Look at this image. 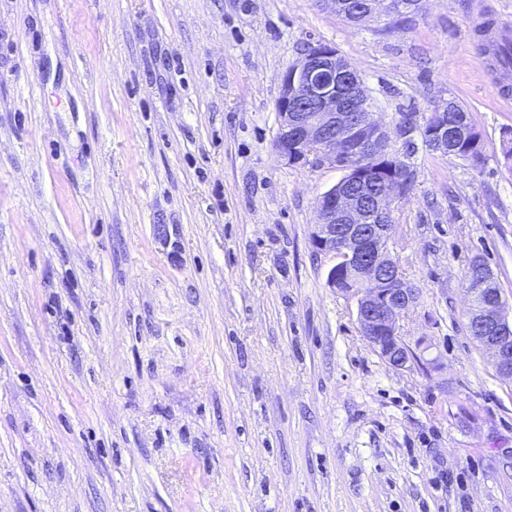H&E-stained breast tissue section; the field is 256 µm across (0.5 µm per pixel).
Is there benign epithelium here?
Instances as JSON below:
<instances>
[{
  "label": "benign epithelium",
  "mask_w": 512,
  "mask_h": 512,
  "mask_svg": "<svg viewBox=\"0 0 512 512\" xmlns=\"http://www.w3.org/2000/svg\"><path fill=\"white\" fill-rule=\"evenodd\" d=\"M392 18L393 27L409 16L404 0H368L357 15L364 23L376 15ZM445 103L435 109L432 125L414 112L390 130L372 117L359 73L334 47L317 44L289 66L276 102L277 156L289 165L314 159L345 171L344 177L318 200L320 222L311 242L331 254L328 285L356 303L363 337L391 366L404 368L414 352L398 332V318L418 300L417 289L401 278L389 249L392 218L387 202L408 192L415 178L410 159L422 145L448 155V146L465 137L448 127ZM351 182L376 188L374 207L346 189ZM466 283L471 303L468 320L479 328L474 339L487 350L500 377L512 379V317L499 288L489 287L493 275L481 259L472 262Z\"/></svg>",
  "instance_id": "obj_1"
}]
</instances>
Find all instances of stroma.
I'll use <instances>...</instances> for the list:
<instances>
[{
  "label": "stroma",
  "instance_id": "stroma-1",
  "mask_svg": "<svg viewBox=\"0 0 512 512\" xmlns=\"http://www.w3.org/2000/svg\"><path fill=\"white\" fill-rule=\"evenodd\" d=\"M321 0H0V512H512V380L468 328L512 306V79L481 22ZM328 44L373 117L456 99L480 163L419 149L391 204L417 288L388 364L311 234L342 169L274 150L281 76ZM407 7L403 0H370L356 15L357 22L365 23L374 16L383 14L386 17H392V22L388 23V27H393L413 14L408 12ZM482 51L488 57L490 64L496 66L501 65L500 68L507 72L508 65H503L508 62V59L512 61V44H504L499 41H489L487 44H482ZM473 275L465 288L470 295L469 323L480 332L473 338L487 350L500 377L512 379V318L504 301L498 280L490 288L488 265L481 259L472 262Z\"/></svg>",
  "mask_w": 512,
  "mask_h": 512
}]
</instances>
